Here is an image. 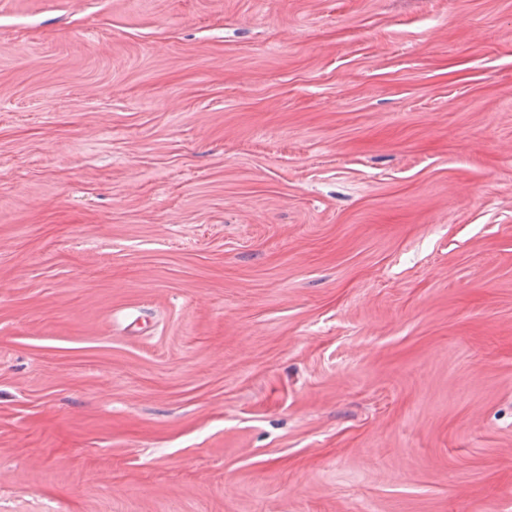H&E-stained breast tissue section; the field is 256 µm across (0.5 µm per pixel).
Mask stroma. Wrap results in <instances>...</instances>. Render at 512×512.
Segmentation results:
<instances>
[{
    "mask_svg": "<svg viewBox=\"0 0 512 512\" xmlns=\"http://www.w3.org/2000/svg\"><path fill=\"white\" fill-rule=\"evenodd\" d=\"M0 512H512V0H0Z\"/></svg>",
    "mask_w": 512,
    "mask_h": 512,
    "instance_id": "obj_1",
    "label": "stroma"
}]
</instances>
